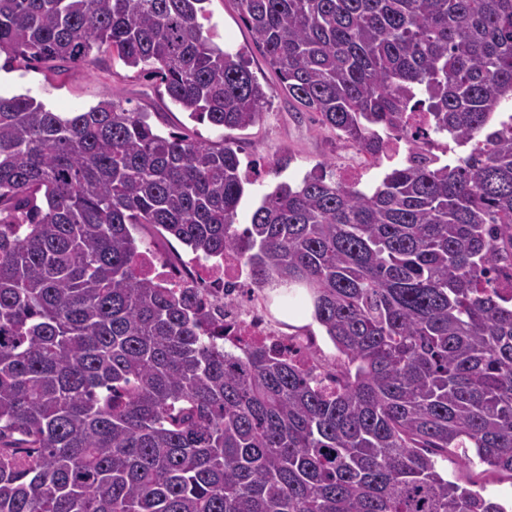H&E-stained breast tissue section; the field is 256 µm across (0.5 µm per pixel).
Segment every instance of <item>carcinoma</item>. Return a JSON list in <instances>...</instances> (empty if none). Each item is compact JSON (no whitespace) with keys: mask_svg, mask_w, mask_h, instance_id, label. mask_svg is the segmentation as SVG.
Returning <instances> with one entry per match:
<instances>
[{"mask_svg":"<svg viewBox=\"0 0 512 512\" xmlns=\"http://www.w3.org/2000/svg\"><path fill=\"white\" fill-rule=\"evenodd\" d=\"M206 0H0V56L112 50L173 104L247 129L267 92ZM288 98L382 181L277 184L251 222L237 149L105 97L0 95V512H512L435 455L512 475V0H236ZM464 152L444 164L434 137ZM302 288L336 387L224 344L189 288L136 273V226Z\"/></svg>","mask_w":512,"mask_h":512,"instance_id":"obj_1","label":"carcinoma"}]
</instances>
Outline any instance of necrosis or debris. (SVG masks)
I'll return each mask as SVG.
<instances>
[{
  "label": "necrosis or debris",
  "instance_id": "obj_1",
  "mask_svg": "<svg viewBox=\"0 0 512 512\" xmlns=\"http://www.w3.org/2000/svg\"><path fill=\"white\" fill-rule=\"evenodd\" d=\"M139 273L177 287L197 288L210 321L223 328L227 341L246 338L271 347L311 368L318 350L316 337L279 335L271 314L260 302L250 272L235 254L210 263L169 258L164 249L143 253L137 260Z\"/></svg>",
  "mask_w": 512,
  "mask_h": 512
}]
</instances>
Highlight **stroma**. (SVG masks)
Returning a JSON list of instances; mask_svg holds the SVG:
<instances>
[{"label": "stroma", "mask_w": 512, "mask_h": 512, "mask_svg": "<svg viewBox=\"0 0 512 512\" xmlns=\"http://www.w3.org/2000/svg\"><path fill=\"white\" fill-rule=\"evenodd\" d=\"M206 11L213 41L220 47L241 51L250 72L269 96L263 119L253 127L223 131L191 120L187 112L171 102L158 80L127 67L109 51L94 53L92 63L83 66L9 62L1 57L0 95L27 94L55 112L84 111L102 98L113 97L126 107L149 113L151 124L162 134L181 133L209 143L224 139L233 142L241 161L259 165L249 176L237 211L236 222L240 225L250 223L263 195L277 183H298L321 162L326 165L327 176L340 178L349 170L360 169L364 183H380L388 164L364 166L353 148L289 99L278 75L254 44L235 0H208ZM277 158L287 159L288 166L276 175L272 162ZM437 467L460 483L476 481L485 496L512 501V475L490 474L480 462L462 465L453 457L438 459Z\"/></svg>", "instance_id": "1"}]
</instances>
